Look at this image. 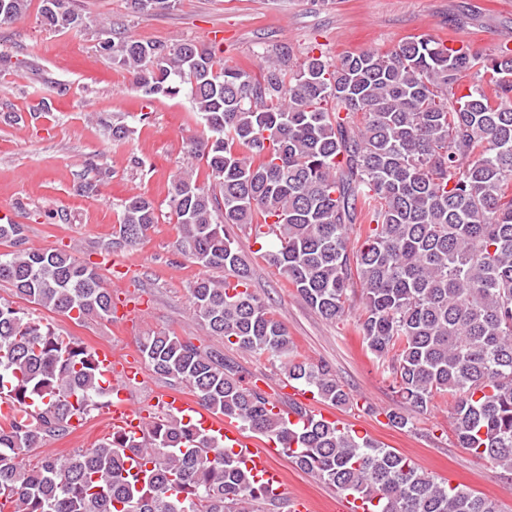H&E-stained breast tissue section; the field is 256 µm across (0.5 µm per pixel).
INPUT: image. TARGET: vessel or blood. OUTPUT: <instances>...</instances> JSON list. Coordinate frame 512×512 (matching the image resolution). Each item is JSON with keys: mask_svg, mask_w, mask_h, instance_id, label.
I'll return each mask as SVG.
<instances>
[{"mask_svg": "<svg viewBox=\"0 0 512 512\" xmlns=\"http://www.w3.org/2000/svg\"><path fill=\"white\" fill-rule=\"evenodd\" d=\"M97 360L102 374L112 383L114 400L106 410V418L112 430L140 435L150 416L128 402L123 392L127 385L143 382L141 366L109 348L98 349ZM155 405L160 411L172 416L186 418L193 413L199 414L202 426L239 456L255 481L261 482L274 493H283V473L274 463L280 454L276 445L262 444L244 436L236 423L202 412L197 401L183 393H157Z\"/></svg>", "mask_w": 512, "mask_h": 512, "instance_id": "obj_1", "label": "vessel or blood"}]
</instances>
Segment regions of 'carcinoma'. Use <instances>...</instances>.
<instances>
[{
    "mask_svg": "<svg viewBox=\"0 0 512 512\" xmlns=\"http://www.w3.org/2000/svg\"><path fill=\"white\" fill-rule=\"evenodd\" d=\"M29 0H0V22ZM139 14L177 0H130ZM41 23L78 30L77 0H41ZM100 49L146 96L187 91L200 134L189 155L207 168L176 174L169 189L179 246L224 281L190 288L201 327L224 343L284 364L288 379L324 402L352 397L324 366L290 357L285 324L249 289L250 270L226 224L270 238L268 261L302 299L333 321L360 286L357 331L388 359L392 385L413 414L446 394L460 447L512 471V49L491 56L419 36L389 52L330 62L313 53L263 57V79L226 67L187 40L143 41L105 28ZM121 140L125 120L97 118ZM263 223H254L255 216ZM153 201L122 205L119 242L135 247L158 223ZM23 225L0 224L17 244ZM359 246L349 249L350 237ZM0 282L75 320L112 318L96 267L56 250L0 252ZM152 371L185 383L200 404L277 441L304 472L364 500L367 512H500L495 501L437 483L412 460L293 403V423L273 412L234 365L166 332L140 339ZM96 353L0 298V512H276L282 497L252 479L237 455L195 420L155 417L141 438L112 432L30 468L22 457L64 435L74 417L107 406ZM140 458L132 476L127 453Z\"/></svg>",
    "mask_w": 512,
    "mask_h": 512,
    "instance_id": "1",
    "label": "carcinoma"
}]
</instances>
